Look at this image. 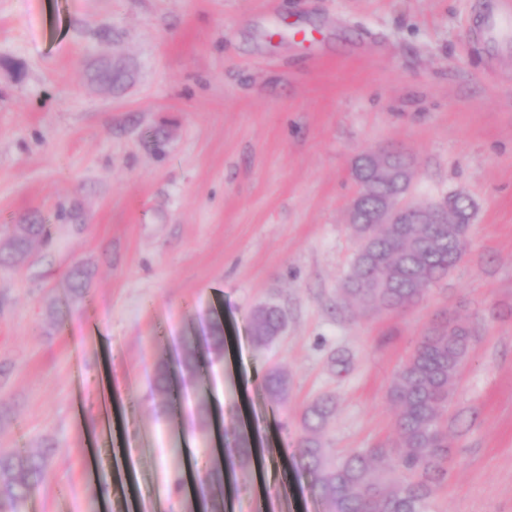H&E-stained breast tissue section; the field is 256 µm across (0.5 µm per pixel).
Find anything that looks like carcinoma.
<instances>
[{
  "mask_svg": "<svg viewBox=\"0 0 512 512\" xmlns=\"http://www.w3.org/2000/svg\"><path fill=\"white\" fill-rule=\"evenodd\" d=\"M468 198L455 201L446 224H420L408 214L402 224H353L358 241L346 300L379 310L418 304L429 287L447 277L461 260L471 219ZM41 224H20L9 242L10 264L28 253ZM282 311L260 307L252 331L260 344L279 332ZM469 319L450 315L420 336L408 362L390 386L398 445L353 453L337 461L319 433L333 415L332 397L314 400L303 413L305 436L299 457L331 512H428V500L448 479V399L471 341ZM286 376L273 370L267 389L276 399L288 390ZM46 453L14 448L0 453V512L18 509L44 482Z\"/></svg>",
  "mask_w": 512,
  "mask_h": 512,
  "instance_id": "carcinoma-1",
  "label": "carcinoma"
}]
</instances>
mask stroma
<instances>
[{
  "label": "stroma",
  "instance_id": "1",
  "mask_svg": "<svg viewBox=\"0 0 512 512\" xmlns=\"http://www.w3.org/2000/svg\"><path fill=\"white\" fill-rule=\"evenodd\" d=\"M484 2L0 0V247L45 227L0 268V450L55 448L23 512H203L199 466L238 437L257 453L224 512H328L304 408L333 397L335 456L394 447L390 383L455 312L430 512H512V49L469 34ZM380 150L409 157L413 202L473 203L462 261L398 311L344 300L353 166ZM262 304L285 315L266 345ZM42 228L41 224H18L9 242L8 257L1 255V264H11L14 259L26 255L33 241L41 235Z\"/></svg>",
  "mask_w": 512,
  "mask_h": 512
}]
</instances>
